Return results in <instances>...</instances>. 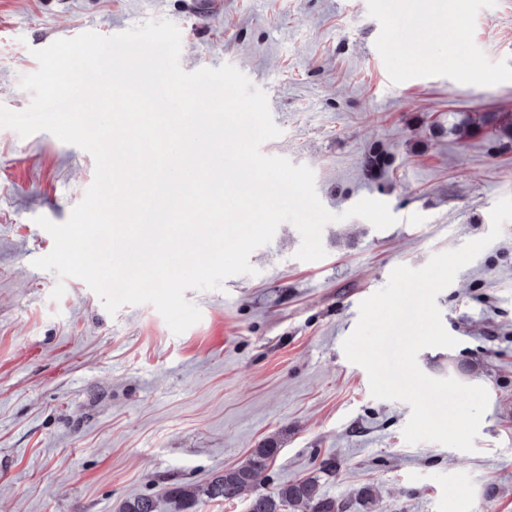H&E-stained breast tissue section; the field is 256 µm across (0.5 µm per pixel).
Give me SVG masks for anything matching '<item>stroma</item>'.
<instances>
[{
  "instance_id": "1",
  "label": "stroma",
  "mask_w": 512,
  "mask_h": 512,
  "mask_svg": "<svg viewBox=\"0 0 512 512\" xmlns=\"http://www.w3.org/2000/svg\"><path fill=\"white\" fill-rule=\"evenodd\" d=\"M155 18L179 28L185 71L229 64L265 91L281 134L262 153L310 167L338 219L320 260L296 259L285 223L254 274L186 291L201 319L177 335L151 304L111 314L83 280L33 267L54 245L37 217L65 222L95 162L0 127V512H121L141 495L156 512H247L244 497L187 509L163 489L203 487L268 441L256 494L316 475L347 512H512V222L436 298L456 346L417 356L487 390L473 451L407 444L410 405L373 397L342 349L396 266L486 236L512 196V0H0V105L29 106L34 50ZM467 118L479 130L454 132ZM374 148L390 160L378 179L361 165ZM364 198L395 224L344 218Z\"/></svg>"
}]
</instances>
